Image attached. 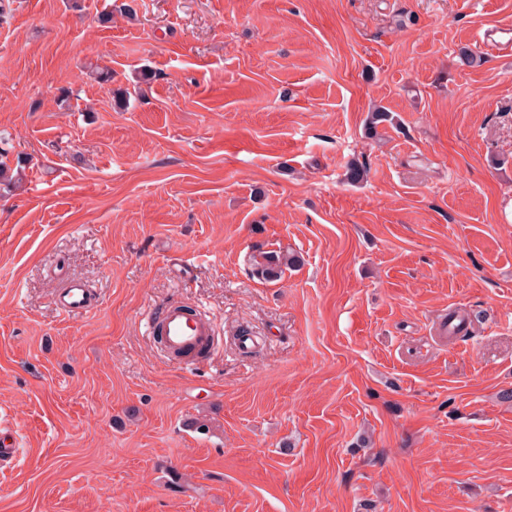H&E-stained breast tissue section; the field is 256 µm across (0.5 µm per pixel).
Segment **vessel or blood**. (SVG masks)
Segmentation results:
<instances>
[{
  "instance_id": "obj_1",
  "label": "vessel or blood",
  "mask_w": 512,
  "mask_h": 512,
  "mask_svg": "<svg viewBox=\"0 0 512 512\" xmlns=\"http://www.w3.org/2000/svg\"><path fill=\"white\" fill-rule=\"evenodd\" d=\"M58 308L68 314L85 313L92 307L86 284L80 280L65 283L56 296ZM153 334L167 352L192 355L206 350L213 332L209 321L196 312L185 311L182 305L166 306L152 322Z\"/></svg>"
}]
</instances>
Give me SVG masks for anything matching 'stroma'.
Listing matches in <instances>:
<instances>
[{"instance_id": "stroma-1", "label": "stroma", "mask_w": 512, "mask_h": 512, "mask_svg": "<svg viewBox=\"0 0 512 512\" xmlns=\"http://www.w3.org/2000/svg\"><path fill=\"white\" fill-rule=\"evenodd\" d=\"M509 21L0 0V512H512V56L459 61ZM260 251L299 263L268 283ZM68 279L89 312L58 309ZM169 302L210 354L149 335ZM456 308L471 334L440 340Z\"/></svg>"}]
</instances>
